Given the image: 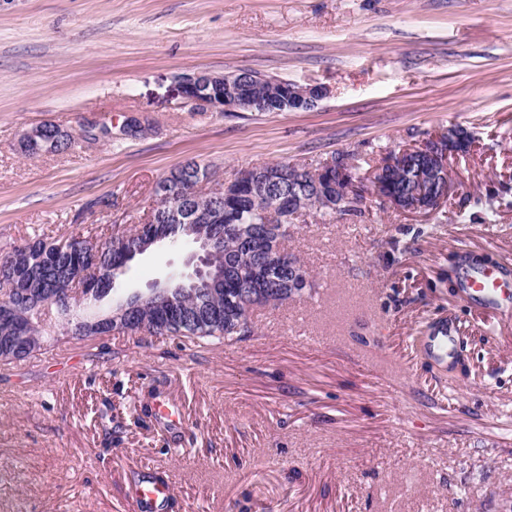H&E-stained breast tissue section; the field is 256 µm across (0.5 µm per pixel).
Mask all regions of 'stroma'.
Returning <instances> with one entry per match:
<instances>
[{"instance_id":"stroma-1","label":"stroma","mask_w":512,"mask_h":512,"mask_svg":"<svg viewBox=\"0 0 512 512\" xmlns=\"http://www.w3.org/2000/svg\"><path fill=\"white\" fill-rule=\"evenodd\" d=\"M246 69L323 85L307 111L185 103L180 78ZM135 119V134L121 131ZM55 124L64 153L29 155ZM92 122L108 139L84 138ZM467 128L442 210L296 220L302 297L251 336L73 340L59 327L0 364V512H512V288L498 311L468 278L512 270V0H0V250L76 224H140L188 160L248 167L388 153ZM189 249L133 260L146 290ZM449 319L458 354H427ZM65 350L73 365L53 363ZM45 131L43 132V139L44 143H34L29 144L30 142L35 141L37 138H39L42 135L43 127L37 126L30 131H27L23 134L21 139V146L23 151L25 150V147L29 144L27 147V151L29 154H36L39 153L40 150L44 147H51L54 149V151H63L68 148H70V144L67 140L63 138L61 134H63L61 131L60 135L61 138L64 139L63 141L60 140L58 136V128L55 125L52 124H44ZM64 135V134H63ZM42 151H52L50 148L44 149ZM41 151V152H42Z\"/></svg>"}]
</instances>
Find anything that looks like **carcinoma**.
I'll return each instance as SVG.
<instances>
[{"mask_svg":"<svg viewBox=\"0 0 512 512\" xmlns=\"http://www.w3.org/2000/svg\"><path fill=\"white\" fill-rule=\"evenodd\" d=\"M249 93L258 102L259 112H284L305 109L298 102L283 104L281 98L269 93L260 82L249 84ZM44 142L27 147L36 154L44 147L56 151L70 148L60 140L58 128L44 125ZM424 164L422 157L413 154L407 166L394 171L390 187L397 192H409L416 186L417 171ZM272 169H288V180L273 186L260 187L255 201L233 210L222 207L213 191L193 188L206 178L207 168L187 163L173 172L157 191L156 207L151 219L126 234H114L107 227L75 224L70 234L57 239L38 234L10 246L0 253V282H9L21 267L37 272L34 284L44 288L64 309H69L73 298L67 289L73 282L85 277L94 265L102 272L112 265L139 239V234L161 237L165 241L185 236L186 225L203 224L205 231L222 236V247L213 255L215 266L228 265L222 291L209 294L200 289L193 297L179 298L174 307H154L147 301L142 306L126 311L127 331L132 334L170 335L196 340L200 343L231 342L253 333L250 313L257 307L276 308L290 299L288 265L298 266L304 275L308 270L293 254L288 253L286 240L288 225L300 215L313 212L322 217L333 212L321 206L320 196L329 191L326 175H318L324 165H299L292 169L288 162L269 163ZM11 315L0 317V363L22 360L6 353L1 344L16 335L17 324L28 313V297L16 291L12 295Z\"/></svg>","mask_w":512,"mask_h":512,"instance_id":"1","label":"carcinoma"}]
</instances>
